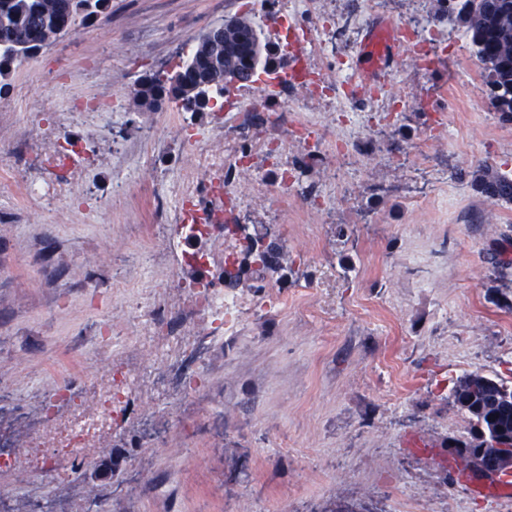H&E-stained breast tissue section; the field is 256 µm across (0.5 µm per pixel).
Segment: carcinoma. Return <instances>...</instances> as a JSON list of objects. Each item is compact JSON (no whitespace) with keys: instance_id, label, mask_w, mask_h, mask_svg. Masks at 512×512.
Returning <instances> with one entry per match:
<instances>
[{"instance_id":"cac0c4a2","label":"carcinoma","mask_w":512,"mask_h":512,"mask_svg":"<svg viewBox=\"0 0 512 512\" xmlns=\"http://www.w3.org/2000/svg\"><path fill=\"white\" fill-rule=\"evenodd\" d=\"M110 0H0V76L12 67L75 30L108 8ZM452 10L466 25L474 55L483 66L494 111L512 121V55L499 49L502 32L512 31V0H450ZM244 40L224 41V33L207 30L195 39L187 59L170 70L142 75L134 89L138 108L152 111L161 95H173L185 112L209 109L207 102L224 96L227 87L240 82L246 86L268 73L271 43L263 40L262 26L250 16H239ZM481 193L512 200V180L505 176H483L478 182ZM246 255L258 268L278 273L283 269L282 248L274 240L243 234ZM506 382L478 373L457 381L452 397L459 410L469 415L474 431L469 441H456L470 449L468 462L477 469L489 460L512 461V395Z\"/></svg>"}]
</instances>
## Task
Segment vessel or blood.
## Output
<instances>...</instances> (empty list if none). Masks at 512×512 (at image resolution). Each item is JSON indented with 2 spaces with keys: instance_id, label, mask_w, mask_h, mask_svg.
<instances>
[{
  "instance_id": "vessel-or-blood-1",
  "label": "vessel or blood",
  "mask_w": 512,
  "mask_h": 512,
  "mask_svg": "<svg viewBox=\"0 0 512 512\" xmlns=\"http://www.w3.org/2000/svg\"><path fill=\"white\" fill-rule=\"evenodd\" d=\"M289 64L283 75L289 82H298L306 72L302 57L298 53V37H290ZM407 48L406 31L403 26L383 17L373 18L360 31L354 48L352 72L342 88L352 99L364 100L383 89L393 75L394 62ZM403 447L411 454L435 459L443 468L453 467L448 448L435 444L420 435H404ZM459 483L467 485L472 494L508 498L512 496V464L499 468L489 479L472 482L469 472L458 471Z\"/></svg>"
}]
</instances>
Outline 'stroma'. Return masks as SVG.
Masks as SVG:
<instances>
[{"label": "stroma", "instance_id": "stroma-1", "mask_svg": "<svg viewBox=\"0 0 512 512\" xmlns=\"http://www.w3.org/2000/svg\"><path fill=\"white\" fill-rule=\"evenodd\" d=\"M245 2L110 0L0 78L5 443L26 446L33 397L68 384L93 399L100 336L137 381L130 420L85 450L122 449L108 485L69 460L24 485L1 478L0 512L91 498L106 512H512L451 489L447 470L401 446L408 432L470 439L450 396L465 375L512 382V201L474 184L512 178V122L493 111L468 34L438 0H263L267 40L283 43L288 20L311 28L319 88L269 95L259 81L195 115L139 111L138 78L188 57ZM378 15L407 25L413 52L381 97L352 103L338 84ZM63 133L88 145L67 173L45 158ZM215 179L233 206L209 193ZM33 185L42 200H27ZM189 189L224 223L279 242L288 268L262 289L244 275L237 320L220 329L184 293ZM132 301L202 332L201 394L160 392L176 368L151 362Z\"/></svg>", "mask_w": 512, "mask_h": 512}]
</instances>
